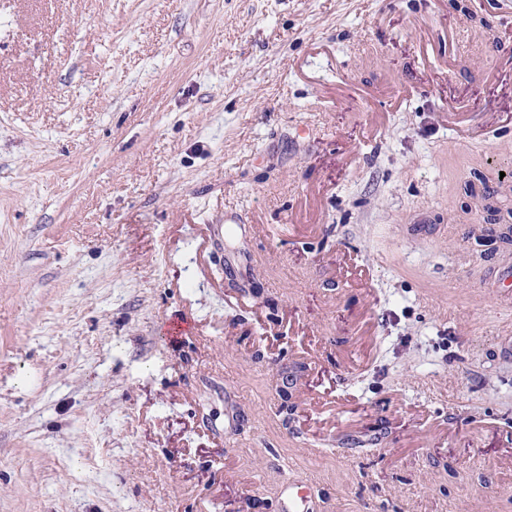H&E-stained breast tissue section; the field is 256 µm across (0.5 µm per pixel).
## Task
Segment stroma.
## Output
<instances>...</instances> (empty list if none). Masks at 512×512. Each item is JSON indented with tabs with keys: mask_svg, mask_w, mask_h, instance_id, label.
I'll list each match as a JSON object with an SVG mask.
<instances>
[{
	"mask_svg": "<svg viewBox=\"0 0 512 512\" xmlns=\"http://www.w3.org/2000/svg\"><path fill=\"white\" fill-rule=\"evenodd\" d=\"M469 4L0 0V512H512L464 193H512V0ZM307 480L295 475L284 478L281 490L282 512H313L311 495L306 490Z\"/></svg>",
	"mask_w": 512,
	"mask_h": 512,
	"instance_id": "35a3bbf8",
	"label": "stroma"
}]
</instances>
